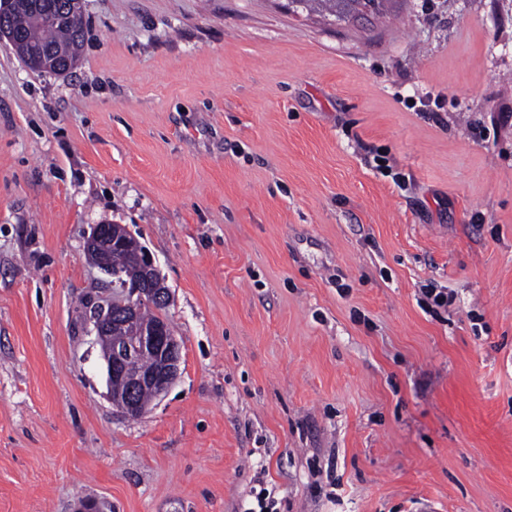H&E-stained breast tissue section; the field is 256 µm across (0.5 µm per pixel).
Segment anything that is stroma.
Returning a JSON list of instances; mask_svg holds the SVG:
<instances>
[{
  "label": "stroma",
  "mask_w": 512,
  "mask_h": 512,
  "mask_svg": "<svg viewBox=\"0 0 512 512\" xmlns=\"http://www.w3.org/2000/svg\"><path fill=\"white\" fill-rule=\"evenodd\" d=\"M82 5L68 74L0 42V512H512V0ZM102 222L181 345L136 419ZM302 10L314 11L316 9L328 15L341 18L356 11L361 0H302ZM349 1V2H347ZM131 235L122 224L93 225L84 251L90 263L112 277V284L120 283L119 273L126 266V279L121 293L112 294V300L94 314V336L96 344L110 346L103 356L108 396L123 413L136 417L145 414L146 409L143 410L140 406L147 408L150 405L153 400L151 391L157 399L178 379L181 349L176 336L172 335L173 327L165 314L167 306H152L147 302L168 305L171 299L170 289L165 285L150 251L143 245H138L135 250L129 247ZM113 246L131 251L129 261L127 262L126 251H114ZM105 251H112V254L103 253ZM109 264L112 265L106 266ZM142 303L144 304L141 307ZM113 308L117 309L118 318L127 327V336L121 322L115 320L112 326ZM139 313L146 323L140 320ZM155 322H164L170 334L162 324L148 325ZM111 326L112 338L125 336L122 344L112 343ZM147 353L152 355L153 365L151 356ZM140 354H147L141 357L142 365L138 360ZM117 378L124 382L125 390L112 386V380ZM142 388L146 390H140Z\"/></svg>",
  "instance_id": "1"
}]
</instances>
